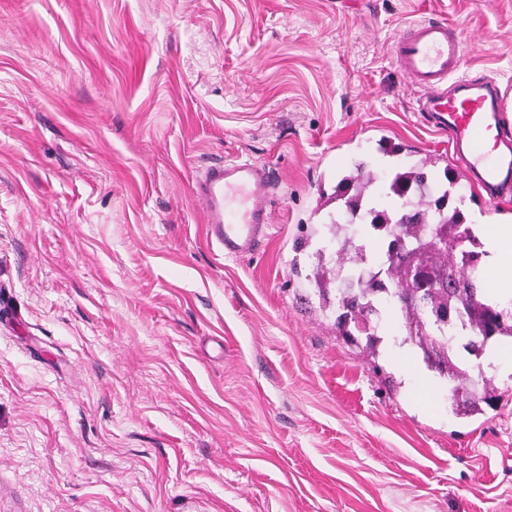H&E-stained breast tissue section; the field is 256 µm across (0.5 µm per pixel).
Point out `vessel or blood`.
<instances>
[{
	"instance_id": "vessel-or-blood-1",
	"label": "vessel or blood",
	"mask_w": 512,
	"mask_h": 512,
	"mask_svg": "<svg viewBox=\"0 0 512 512\" xmlns=\"http://www.w3.org/2000/svg\"><path fill=\"white\" fill-rule=\"evenodd\" d=\"M393 55L422 90L419 110L425 121L449 134L459 172L489 203L512 198V120L499 84L460 75L464 46L443 20L404 29ZM271 183L269 170L249 161L212 164L196 180L193 195L208 238L225 256L250 255L264 238Z\"/></svg>"
}]
</instances>
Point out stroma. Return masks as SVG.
<instances>
[{"label": "stroma", "mask_w": 512, "mask_h": 512, "mask_svg": "<svg viewBox=\"0 0 512 512\" xmlns=\"http://www.w3.org/2000/svg\"><path fill=\"white\" fill-rule=\"evenodd\" d=\"M430 18L512 110V0H0V512H512V373L457 415L401 313L373 355L311 284L359 163L512 224L392 54ZM220 159L275 173L240 259ZM269 170L258 162L210 165L193 187L208 239L227 257L254 252L265 237L270 204Z\"/></svg>", "instance_id": "obj_1"}]
</instances>
